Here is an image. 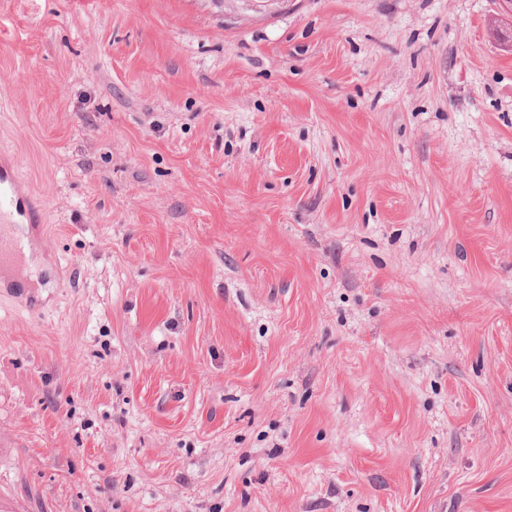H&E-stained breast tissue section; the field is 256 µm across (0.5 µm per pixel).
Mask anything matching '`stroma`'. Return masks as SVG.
Wrapping results in <instances>:
<instances>
[{
  "label": "stroma",
  "mask_w": 512,
  "mask_h": 512,
  "mask_svg": "<svg viewBox=\"0 0 512 512\" xmlns=\"http://www.w3.org/2000/svg\"><path fill=\"white\" fill-rule=\"evenodd\" d=\"M498 0H0V512H512ZM22 184L9 168L0 166V264L13 263L23 255L25 243L13 232L15 224L37 222L40 216L30 209L21 194Z\"/></svg>",
  "instance_id": "35a3bbf8"
}]
</instances>
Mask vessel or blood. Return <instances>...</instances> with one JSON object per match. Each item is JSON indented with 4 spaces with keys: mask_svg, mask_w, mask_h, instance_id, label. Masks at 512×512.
<instances>
[{
    "mask_svg": "<svg viewBox=\"0 0 512 512\" xmlns=\"http://www.w3.org/2000/svg\"><path fill=\"white\" fill-rule=\"evenodd\" d=\"M22 185L16 174L0 166V264L14 262L25 250V244L18 239L13 229L15 225L38 221L39 216L32 211L21 193Z\"/></svg>",
    "mask_w": 512,
    "mask_h": 512,
    "instance_id": "b4317fda",
    "label": "vessel or blood"
}]
</instances>
